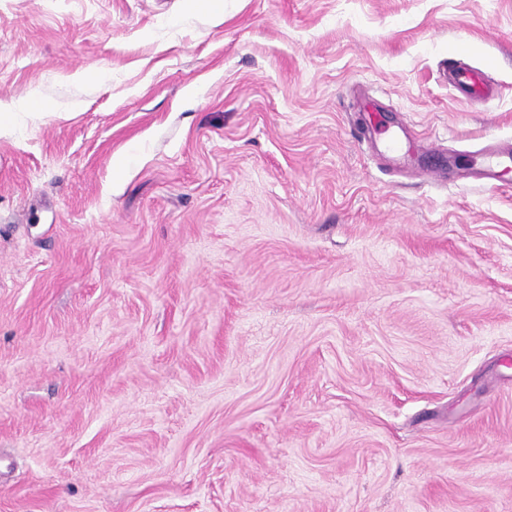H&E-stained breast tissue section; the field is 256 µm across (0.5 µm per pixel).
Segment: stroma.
<instances>
[{"label": "stroma", "instance_id": "stroma-1", "mask_svg": "<svg viewBox=\"0 0 512 512\" xmlns=\"http://www.w3.org/2000/svg\"><path fill=\"white\" fill-rule=\"evenodd\" d=\"M0 108V512H512V0H0ZM449 82L456 95L465 100L488 99L495 90L483 72L454 61L448 65Z\"/></svg>", "mask_w": 512, "mask_h": 512}]
</instances>
